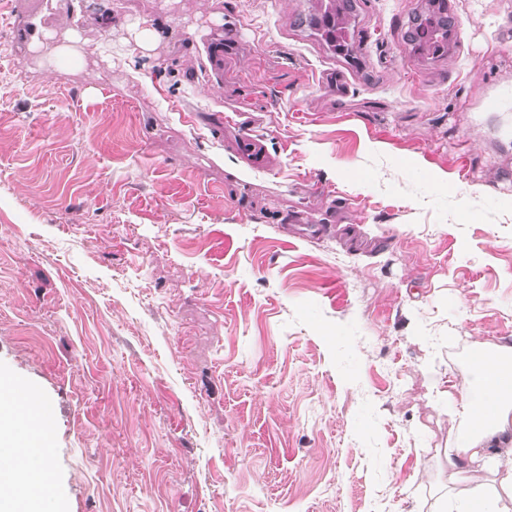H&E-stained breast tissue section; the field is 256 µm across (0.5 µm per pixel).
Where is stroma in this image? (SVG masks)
Masks as SVG:
<instances>
[{
    "mask_svg": "<svg viewBox=\"0 0 512 512\" xmlns=\"http://www.w3.org/2000/svg\"><path fill=\"white\" fill-rule=\"evenodd\" d=\"M324 2L0 0V375L59 512H437L438 394L512 340V0L440 52L435 0H334L341 95Z\"/></svg>",
    "mask_w": 512,
    "mask_h": 512,
    "instance_id": "35a3bbf8",
    "label": "stroma"
}]
</instances>
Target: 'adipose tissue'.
<instances>
[{"instance_id":"1","label":"adipose tissue","mask_w":512,"mask_h":512,"mask_svg":"<svg viewBox=\"0 0 512 512\" xmlns=\"http://www.w3.org/2000/svg\"><path fill=\"white\" fill-rule=\"evenodd\" d=\"M447 399L463 426L448 451L449 480L463 493L446 512H512V344L495 358L475 356L466 385ZM39 401L34 391L20 401L0 393V462L13 466L0 479V512H46L56 495Z\"/></svg>"}]
</instances>
